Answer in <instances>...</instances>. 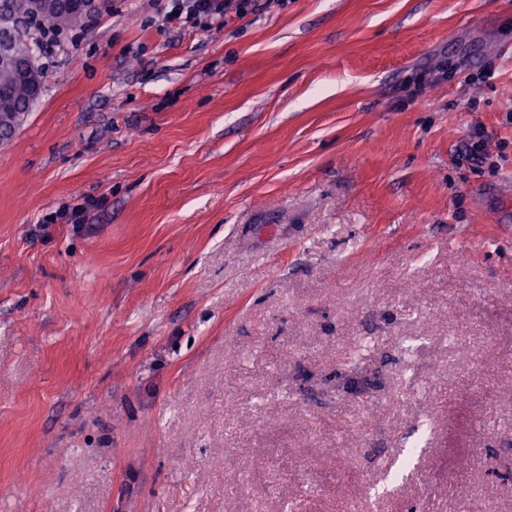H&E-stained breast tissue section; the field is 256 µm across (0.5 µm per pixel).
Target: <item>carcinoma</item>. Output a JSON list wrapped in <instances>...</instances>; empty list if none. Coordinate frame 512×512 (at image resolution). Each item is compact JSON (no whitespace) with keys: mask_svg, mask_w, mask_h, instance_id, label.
<instances>
[{"mask_svg":"<svg viewBox=\"0 0 512 512\" xmlns=\"http://www.w3.org/2000/svg\"><path fill=\"white\" fill-rule=\"evenodd\" d=\"M1 18L25 24L27 35L14 40L12 47L17 55L33 60L46 36L82 29L88 22L77 0H72L64 13L53 7V0H42L39 8L35 0H0ZM37 99L31 85L21 80L11 65L0 63V115L27 113Z\"/></svg>","mask_w":512,"mask_h":512,"instance_id":"carcinoma-1","label":"carcinoma"}]
</instances>
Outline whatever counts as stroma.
Masks as SVG:
<instances>
[{
	"mask_svg": "<svg viewBox=\"0 0 512 512\" xmlns=\"http://www.w3.org/2000/svg\"><path fill=\"white\" fill-rule=\"evenodd\" d=\"M173 3L0 144V512H512V0ZM257 0H178L168 12V22L187 23L201 17L224 16L230 14L237 19H244L252 14Z\"/></svg>",
	"mask_w": 512,
	"mask_h": 512,
	"instance_id": "obj_1",
	"label": "stroma"
}]
</instances>
